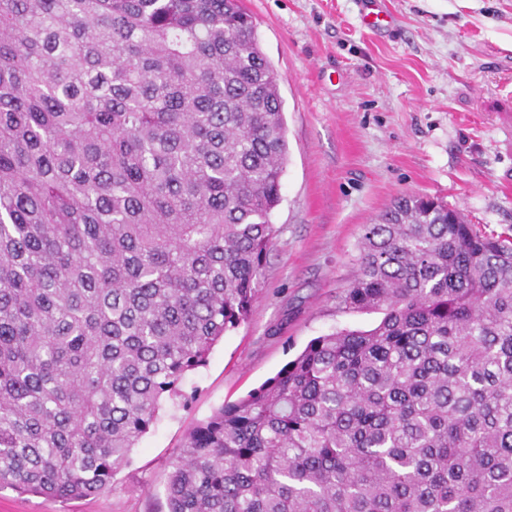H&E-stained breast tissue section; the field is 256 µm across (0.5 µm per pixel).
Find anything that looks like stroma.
Returning <instances> with one entry per match:
<instances>
[{
  "label": "stroma",
  "mask_w": 512,
  "mask_h": 512,
  "mask_svg": "<svg viewBox=\"0 0 512 512\" xmlns=\"http://www.w3.org/2000/svg\"><path fill=\"white\" fill-rule=\"evenodd\" d=\"M243 0L275 67L288 162L276 230L246 321L182 380L128 465L96 497L0 491V512H165L169 463L188 431L293 360L314 338L369 329L339 308L370 223L400 195L428 196L487 235H512V0Z\"/></svg>",
  "instance_id": "1"
}]
</instances>
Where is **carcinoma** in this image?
Listing matches in <instances>:
<instances>
[{
  "instance_id": "cac0c4a2",
  "label": "carcinoma",
  "mask_w": 512,
  "mask_h": 512,
  "mask_svg": "<svg viewBox=\"0 0 512 512\" xmlns=\"http://www.w3.org/2000/svg\"><path fill=\"white\" fill-rule=\"evenodd\" d=\"M288 161L240 0H0V489L99 494L257 300ZM312 339L186 435L168 512H512V239L363 225Z\"/></svg>"
}]
</instances>
